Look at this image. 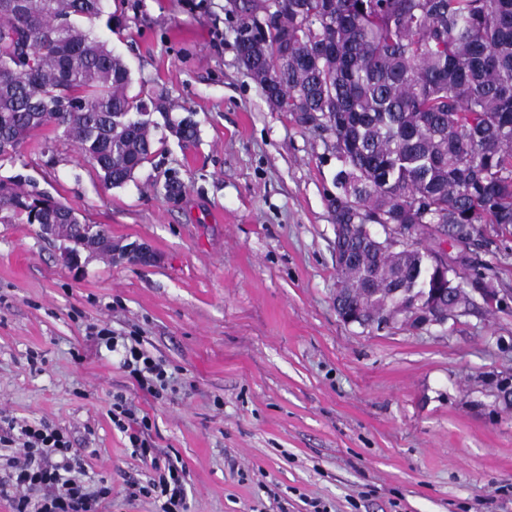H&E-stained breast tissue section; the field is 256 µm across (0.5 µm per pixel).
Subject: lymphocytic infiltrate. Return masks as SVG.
Masks as SVG:
<instances>
[{"label":"lymphocytic infiltrate","instance_id":"1","mask_svg":"<svg viewBox=\"0 0 512 512\" xmlns=\"http://www.w3.org/2000/svg\"><path fill=\"white\" fill-rule=\"evenodd\" d=\"M112 421L129 438L141 459L158 469V478L138 487V494L155 498L161 512H185L184 467L161 463L154 448L146 446L143 433L147 420L137 419L124 397L112 404ZM20 448L8 459L11 473L0 480V498H10L13 512H101L112 492L111 487L86 486L76 476L77 451L69 440L48 425H22Z\"/></svg>","mask_w":512,"mask_h":512}]
</instances>
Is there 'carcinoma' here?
I'll return each instance as SVG.
<instances>
[{"label":"carcinoma","mask_w":512,"mask_h":512,"mask_svg":"<svg viewBox=\"0 0 512 512\" xmlns=\"http://www.w3.org/2000/svg\"><path fill=\"white\" fill-rule=\"evenodd\" d=\"M236 52L268 106L326 135L336 157L329 207L352 224L336 270L354 314L381 317L402 288L429 304L436 288L474 306L429 248L393 253L367 224H410L451 245L512 234V0H228ZM102 0H0V159L53 126L121 187L155 153L152 115L167 101L128 95L130 72L79 21ZM173 131L198 137L189 116ZM30 224H78L73 209L0 184V210Z\"/></svg>","instance_id":"carcinoma-1"}]
</instances>
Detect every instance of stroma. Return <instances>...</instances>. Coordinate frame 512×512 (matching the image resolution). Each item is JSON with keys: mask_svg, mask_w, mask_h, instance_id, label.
<instances>
[{"mask_svg": "<svg viewBox=\"0 0 512 512\" xmlns=\"http://www.w3.org/2000/svg\"><path fill=\"white\" fill-rule=\"evenodd\" d=\"M94 23L131 72V96H165L155 153L121 187L46 127L0 183L37 190L113 242L63 259L25 217L0 211V434L47 422L112 487L103 512H158L131 497L151 470L115 427L114 396L185 466L186 512H512V412L483 380L512 373V236L468 254L507 301L445 329L369 332L336 314V158L273 111L237 59L227 0H108ZM193 115L185 144L169 119ZM185 190L168 199L166 179ZM137 338L170 383L141 391L100 329Z\"/></svg>", "mask_w": 512, "mask_h": 512, "instance_id": "35a3bbf8", "label": "stroma"}]
</instances>
